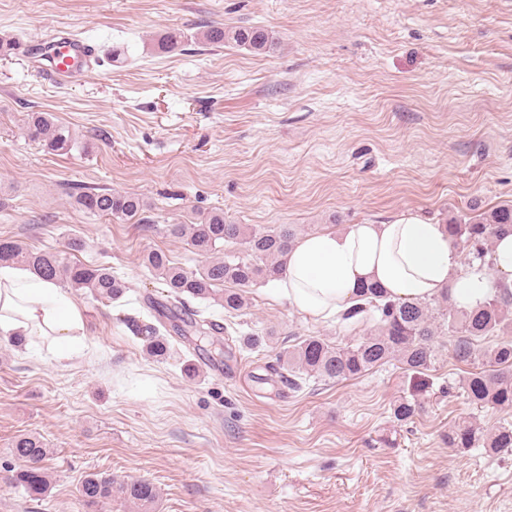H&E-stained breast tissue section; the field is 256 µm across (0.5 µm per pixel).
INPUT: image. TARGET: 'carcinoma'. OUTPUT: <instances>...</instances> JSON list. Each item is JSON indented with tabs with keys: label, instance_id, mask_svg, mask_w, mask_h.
Listing matches in <instances>:
<instances>
[{
	"label": "carcinoma",
	"instance_id": "1",
	"mask_svg": "<svg viewBox=\"0 0 512 512\" xmlns=\"http://www.w3.org/2000/svg\"><path fill=\"white\" fill-rule=\"evenodd\" d=\"M202 38L209 44L231 40L253 52L265 50L269 43L260 29L238 28L226 33L217 25L207 26ZM26 133L52 152H67L73 145L70 128L57 123L49 112L29 113ZM73 199L82 211L93 216L145 221L144 201L135 195L90 190L73 195ZM447 228L455 244L471 248L473 258L482 260L494 237L512 232V207H496L468 223H451ZM168 232L184 240L207 262L200 270L187 272L172 264L164 251L147 252L143 263L166 288L165 301L149 297L148 307L157 313L161 325H170L183 339L203 342L222 352L224 338L218 324L197 317L187 309V301L211 300L230 314L242 310L247 306L246 288L259 280L269 282L283 275L280 257L291 246L297 229L291 224L274 229L226 224L224 214L215 213L203 224H170ZM19 262L44 279L71 288H86L100 301L110 303L126 292V283L110 267L64 262L54 254L28 250L11 238H1L0 265ZM362 289L366 306L360 311L373 309L379 313L376 328L369 335L336 347L318 336H309L288 354L279 356L276 365L268 369L287 373L292 388L300 387L305 376L324 381L356 378L392 360L421 374L434 365V339L442 335L451 338L454 357L472 365V370L459 381L467 399L481 409L512 410V285L500 283L499 290L484 306L471 311L446 306V294L440 302H395L385 299L382 288L374 283ZM132 326L150 356L158 360L167 357L169 342L157 326L135 322ZM488 336L497 337V341L480 350L474 347L476 339ZM420 409L416 402L403 399L393 406V418L405 422ZM480 442L494 454L512 450V425H501L487 434L467 420L448 428V447L457 452H465ZM10 453L24 463L14 475L15 484L31 498L45 496L51 487V472L46 465L48 452L40 441L20 436ZM114 492L138 508L153 504L159 496L149 481L116 486L112 479L95 474L87 476L79 488L80 498L88 504L110 501Z\"/></svg>",
	"mask_w": 512,
	"mask_h": 512
}]
</instances>
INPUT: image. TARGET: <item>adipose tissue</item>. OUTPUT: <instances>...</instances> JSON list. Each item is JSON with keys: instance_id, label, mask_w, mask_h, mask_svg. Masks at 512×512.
<instances>
[{"instance_id": "ef3b65f1", "label": "adipose tissue", "mask_w": 512, "mask_h": 512, "mask_svg": "<svg viewBox=\"0 0 512 512\" xmlns=\"http://www.w3.org/2000/svg\"><path fill=\"white\" fill-rule=\"evenodd\" d=\"M282 262L277 294L316 320H337L359 306L365 283L378 284L392 301H427L444 292L456 308L472 310L495 293L496 280L512 283V234L494 239L486 263L467 266L444 225L409 214L388 224L307 234ZM0 334L46 344L61 361L84 349L75 302L54 282L16 265L0 266Z\"/></svg>"}]
</instances>
